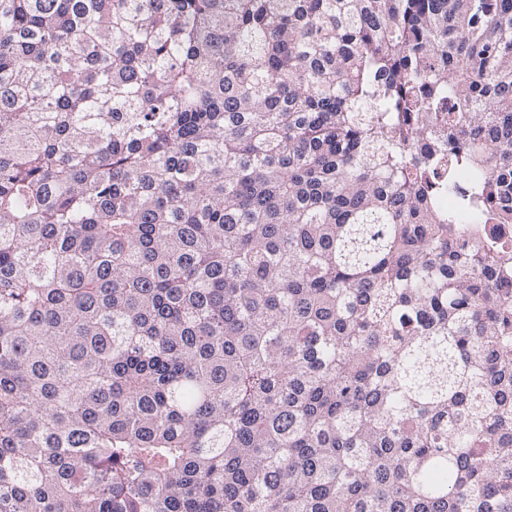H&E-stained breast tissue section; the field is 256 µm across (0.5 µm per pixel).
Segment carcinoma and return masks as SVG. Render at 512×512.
<instances>
[{"mask_svg":"<svg viewBox=\"0 0 512 512\" xmlns=\"http://www.w3.org/2000/svg\"><path fill=\"white\" fill-rule=\"evenodd\" d=\"M511 227L512 0H0V512H512Z\"/></svg>","mask_w":512,"mask_h":512,"instance_id":"1","label":"carcinoma"}]
</instances>
